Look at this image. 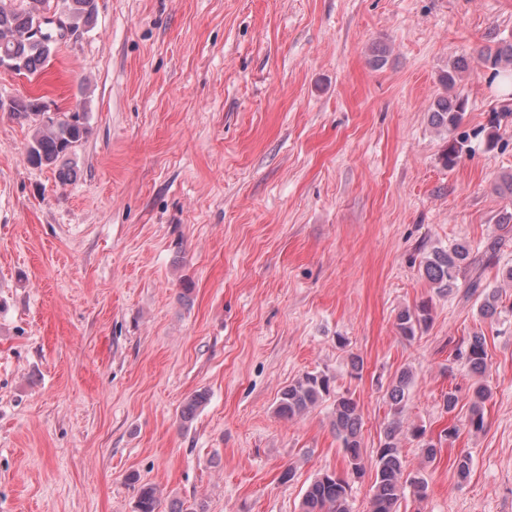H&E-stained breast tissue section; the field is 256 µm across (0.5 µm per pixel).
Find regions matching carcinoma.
<instances>
[{
  "mask_svg": "<svg viewBox=\"0 0 512 512\" xmlns=\"http://www.w3.org/2000/svg\"><path fill=\"white\" fill-rule=\"evenodd\" d=\"M63 10L67 22L74 30L90 28L97 16L96 0H0V60L6 58L23 64V76L28 79L40 74L56 52L59 41L49 34L42 41L32 40L28 32L35 21L51 11ZM479 58L491 64L503 75L512 77V42L495 47L487 46ZM468 69L465 61L453 64L441 77L448 90L455 87L460 74ZM13 115L35 123V130L26 152V162L36 168L56 167L59 177L70 179L65 168V157L72 154L90 133L85 112H47L38 98L16 97L8 103H0ZM466 101L458 95L441 97L435 102L431 121L447 133L458 126ZM467 152L465 141L454 140L442 155L446 168L457 165ZM498 241L490 242L483 253L472 251L463 243L448 248H436L420 261L422 275L433 288L442 294H450L459 287V281L468 274L494 264ZM431 321L429 305L423 303L412 309L401 310L396 317L399 334L411 341L426 329ZM455 357L461 360L469 373L476 377L472 389V405L466 426L472 432H480L485 426L484 404L489 390L481 381L488 370L486 336L474 334L460 340ZM412 382V374L403 370L392 382L387 392L391 419L388 421L383 440L375 455L374 492L370 512H397L399 501L412 490L413 496L422 501L427 497L428 484L420 476L405 471L400 456L397 435L407 430L421 442L426 457L433 461L438 448L426 438L420 426L404 427L405 398ZM333 379L326 372H307L286 386L280 393L276 411L286 418L300 417L322 402L332 392ZM362 416L357 401L347 393H336L332 411V429L344 451L346 471L339 474L326 471L308 485L300 506V512H352L350 482L364 475L365 465L361 445ZM137 512H159L160 491L144 484L139 489Z\"/></svg>",
  "mask_w": 512,
  "mask_h": 512,
  "instance_id": "1",
  "label": "carcinoma"
}]
</instances>
